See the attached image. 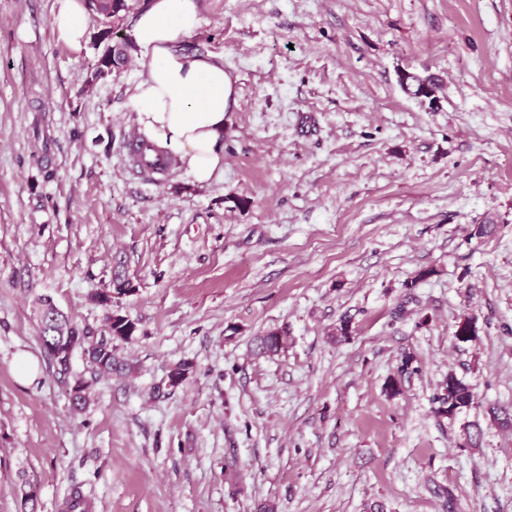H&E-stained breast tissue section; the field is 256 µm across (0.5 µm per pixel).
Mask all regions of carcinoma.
<instances>
[{
	"label": "carcinoma",
	"instance_id": "carcinoma-1",
	"mask_svg": "<svg viewBox=\"0 0 512 512\" xmlns=\"http://www.w3.org/2000/svg\"><path fill=\"white\" fill-rule=\"evenodd\" d=\"M125 9H127L126 0H102L96 14L107 20ZM128 48H130L128 41L121 45H105L88 80V85L93 86L102 77H108L112 72L120 70L126 63ZM399 82L408 93L417 98H426L431 103L437 100V83L432 77L422 78L405 71L399 76ZM134 291L132 278L129 277L125 267L118 264L113 267L109 287L95 290L91 297L101 305L110 306L114 296L127 295ZM135 331V324L117 313L107 316L104 327L97 334L87 327L79 326L68 316L59 312L54 320L40 326L39 341L44 348L48 346L47 338L49 337L74 343L75 349L81 350L82 356L90 364L93 373L104 376L129 370V365L116 354L114 341H127ZM287 344L288 332L277 329L258 337L256 347L261 354L274 355L286 348ZM53 365L59 375L72 376V381L67 383L69 400L74 410L83 409L87 403L90 382L82 376L71 375V367L68 365H62L56 360L53 361ZM191 369L192 363L189 361L177 363L169 371L167 386L176 388L181 385ZM433 401L436 403L435 413L438 416L453 419L463 410L476 404L477 398L471 386L450 372L442 384V391L434 396Z\"/></svg>",
	"mask_w": 512,
	"mask_h": 512
}]
</instances>
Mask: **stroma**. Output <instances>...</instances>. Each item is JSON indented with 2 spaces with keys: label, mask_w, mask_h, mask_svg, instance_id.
<instances>
[{
  "label": "stroma",
  "mask_w": 512,
  "mask_h": 512,
  "mask_svg": "<svg viewBox=\"0 0 512 512\" xmlns=\"http://www.w3.org/2000/svg\"><path fill=\"white\" fill-rule=\"evenodd\" d=\"M126 2L74 50L56 0H0V512L23 480L39 512L77 490L93 512H512V430L486 413L512 404V0H195L182 49L236 78L203 186L128 167L137 59L89 81ZM404 70L439 78L436 104ZM118 258L136 290L107 309ZM46 296L137 327L80 413L38 339ZM275 328L287 349L256 355ZM451 372L478 403L448 420Z\"/></svg>",
  "instance_id": "1"
}]
</instances>
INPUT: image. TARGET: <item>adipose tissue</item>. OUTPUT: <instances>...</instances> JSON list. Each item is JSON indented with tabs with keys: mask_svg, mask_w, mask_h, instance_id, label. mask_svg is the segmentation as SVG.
<instances>
[{
	"mask_svg": "<svg viewBox=\"0 0 512 512\" xmlns=\"http://www.w3.org/2000/svg\"><path fill=\"white\" fill-rule=\"evenodd\" d=\"M199 25L195 0H148L140 9L131 40L146 72L130 104L139 132L205 185L224 166V130L236 103V79L225 70L223 57L181 49ZM53 30L69 47H82L87 38L82 0H57Z\"/></svg>",
	"mask_w": 512,
	"mask_h": 512,
	"instance_id": "ef3b65f1",
	"label": "adipose tissue"
}]
</instances>
